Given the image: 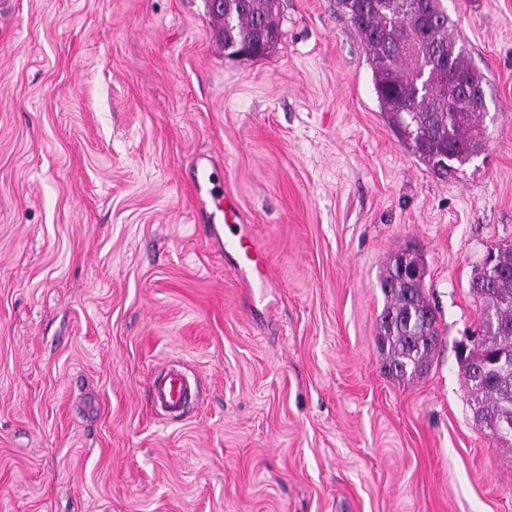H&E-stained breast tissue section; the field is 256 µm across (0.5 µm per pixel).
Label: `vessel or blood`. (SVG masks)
<instances>
[{
	"instance_id": "b4317fda",
	"label": "vessel or blood",
	"mask_w": 512,
	"mask_h": 512,
	"mask_svg": "<svg viewBox=\"0 0 512 512\" xmlns=\"http://www.w3.org/2000/svg\"><path fill=\"white\" fill-rule=\"evenodd\" d=\"M197 182L210 183L209 206L224 216V253L233 257L242 276L267 281L270 276L268 254L235 196L213 187V175L207 167L197 170ZM153 405L172 418L181 417L191 399L188 375L180 367L171 365L163 370L149 388Z\"/></svg>"
}]
</instances>
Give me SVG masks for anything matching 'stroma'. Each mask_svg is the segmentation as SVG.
<instances>
[{"label": "stroma", "mask_w": 512, "mask_h": 512, "mask_svg": "<svg viewBox=\"0 0 512 512\" xmlns=\"http://www.w3.org/2000/svg\"><path fill=\"white\" fill-rule=\"evenodd\" d=\"M490 80L484 151L441 175L381 114L337 0H280L228 57L205 0L0 11V512H512V446L474 421L470 282L512 241V0H446ZM211 159L267 250L254 321L202 234ZM424 263L439 342L396 379L380 278ZM180 365L179 419L148 386Z\"/></svg>", "instance_id": "stroma-1"}]
</instances>
